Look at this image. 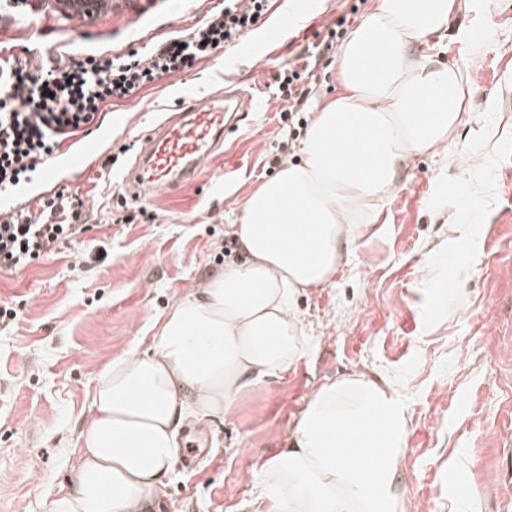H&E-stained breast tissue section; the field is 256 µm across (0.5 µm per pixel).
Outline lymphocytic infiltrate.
I'll return each instance as SVG.
<instances>
[{"label": "lymphocytic infiltrate", "instance_id": "obj_1", "mask_svg": "<svg viewBox=\"0 0 512 512\" xmlns=\"http://www.w3.org/2000/svg\"><path fill=\"white\" fill-rule=\"evenodd\" d=\"M267 0H224L194 32L157 49L70 57L64 64L0 58V189L24 182L58 153L65 138L88 131L104 107L154 80L192 67L257 27ZM312 57H299L277 77L282 99L301 112L316 80ZM78 192L58 190L35 211L0 218V268L19 270L85 232Z\"/></svg>", "mask_w": 512, "mask_h": 512}]
</instances>
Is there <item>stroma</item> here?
<instances>
[{
	"label": "stroma",
	"mask_w": 512,
	"mask_h": 512,
	"mask_svg": "<svg viewBox=\"0 0 512 512\" xmlns=\"http://www.w3.org/2000/svg\"><path fill=\"white\" fill-rule=\"evenodd\" d=\"M0 11V54L151 48L197 28L224 0H132L80 26L48 4ZM375 0H308L297 27L269 0L258 27L192 68L113 101L104 157L64 186L79 191L86 232L19 271L0 269V512H52L75 486L95 377L115 356L149 351L153 323L227 265L248 197L272 173L283 129L275 77ZM468 73L455 150L413 156L400 189L361 226L332 283L300 296L306 356L243 390L230 411L185 427L175 470L151 512H242L260 455L287 447L308 397L355 372L397 383L411 422L400 477L405 512H512V0H467L448 29L416 45ZM245 80L256 104L222 154L179 189L145 202L123 188L139 138L164 112Z\"/></svg>",
	"instance_id": "obj_1"
}]
</instances>
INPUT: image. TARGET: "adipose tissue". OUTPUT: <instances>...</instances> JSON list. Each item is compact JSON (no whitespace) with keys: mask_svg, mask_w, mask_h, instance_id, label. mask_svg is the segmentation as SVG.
Here are the masks:
<instances>
[{"mask_svg":"<svg viewBox=\"0 0 512 512\" xmlns=\"http://www.w3.org/2000/svg\"><path fill=\"white\" fill-rule=\"evenodd\" d=\"M459 0H377L338 53L342 92L314 113L303 155L264 182L235 234L241 263L155 322L150 352L96 376L73 491L53 512H146L187 421L221 417L245 388L307 353L301 293L347 264L407 159L456 145L466 72L411 53ZM408 405L385 379L348 375L308 399L287 448L259 458L244 512H403Z\"/></svg>","mask_w":512,"mask_h":512,"instance_id":"adipose-tissue-1","label":"adipose tissue"}]
</instances>
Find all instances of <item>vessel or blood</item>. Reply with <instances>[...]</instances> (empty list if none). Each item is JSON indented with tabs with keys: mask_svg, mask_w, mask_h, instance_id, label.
<instances>
[{
	"mask_svg": "<svg viewBox=\"0 0 512 512\" xmlns=\"http://www.w3.org/2000/svg\"><path fill=\"white\" fill-rule=\"evenodd\" d=\"M252 94L236 89L206 100L185 112L157 122L141 142L135 163L123 178L136 200L144 201L160 188L191 182L238 127L251 109ZM103 137L70 138L28 183L0 192V216L37 203L55 186L61 172H81L100 153Z\"/></svg>",
	"mask_w": 512,
	"mask_h": 512,
	"instance_id": "1",
	"label": "vessel or blood"
}]
</instances>
